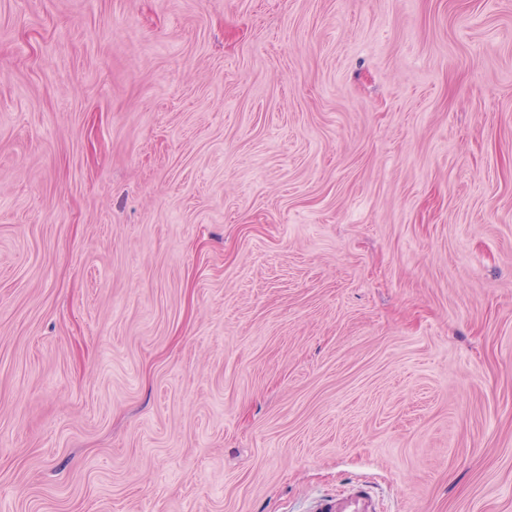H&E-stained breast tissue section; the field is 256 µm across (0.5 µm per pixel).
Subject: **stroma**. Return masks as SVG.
I'll use <instances>...</instances> for the list:
<instances>
[{
  "mask_svg": "<svg viewBox=\"0 0 512 512\" xmlns=\"http://www.w3.org/2000/svg\"><path fill=\"white\" fill-rule=\"evenodd\" d=\"M512 512V0H0V512ZM310 512H377V504L364 487H355L336 496H319L312 501Z\"/></svg>",
  "mask_w": 512,
  "mask_h": 512,
  "instance_id": "stroma-1",
  "label": "stroma"
}]
</instances>
